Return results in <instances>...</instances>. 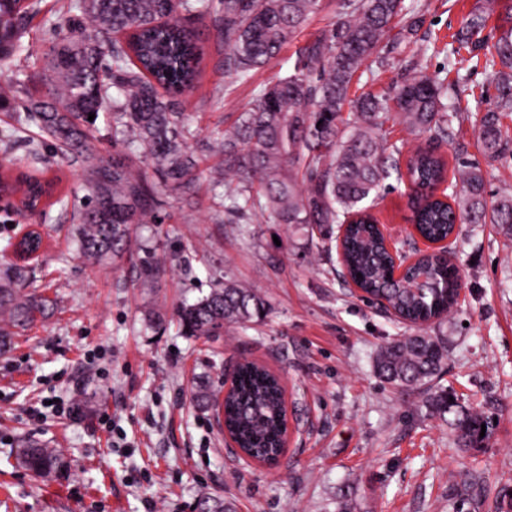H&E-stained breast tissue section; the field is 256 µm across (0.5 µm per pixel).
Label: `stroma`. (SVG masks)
I'll use <instances>...</instances> for the list:
<instances>
[{
  "mask_svg": "<svg viewBox=\"0 0 512 512\" xmlns=\"http://www.w3.org/2000/svg\"><path fill=\"white\" fill-rule=\"evenodd\" d=\"M485 2L405 0L417 26L396 27L393 46L367 59L352 92L391 94L415 76L448 82L460 115L441 153L478 164L488 193H512V151L488 157L475 135L496 105L491 75L468 50L454 56L445 48ZM337 10L338 0H321L308 26L246 82L224 70L214 16L181 15L203 47L199 77L180 101L195 141L232 130L260 85L287 74ZM67 15V0H42L0 81L16 78L21 95L42 94L31 76L71 34ZM23 115L19 105L0 110V131L19 130L11 156L57 181L68 203L23 218L0 212V247L40 226L43 247L27 278L57 302L0 356V512H193L209 493L235 512H512V236L499 225L461 226L454 248L466 287L456 309L426 329L446 350L440 374L398 388L379 377L374 360L412 328L345 287L326 237L310 241L300 227L259 220L232 233L223 187L203 185L191 203L160 191L158 223L136 225L129 249L83 259L71 233L81 170L49 151L28 156L25 141L38 129L20 126ZM147 253L165 264L150 287ZM181 256L189 267L176 265ZM224 279L255 288L267 303L264 318L245 329L225 324L219 337L182 335L177 307ZM148 306L162 324L144 320ZM242 355L268 365L285 387L288 438L274 468L226 447L221 422L194 398L202 381L221 391L226 364ZM442 390L495 418L484 446L456 447L448 425L431 415L429 401ZM57 396L75 397L78 417H30ZM28 439L58 449L66 470L42 479L20 466ZM463 487L464 504L456 497Z\"/></svg>",
  "mask_w": 512,
  "mask_h": 512,
  "instance_id": "35a3bbf8",
  "label": "stroma"
}]
</instances>
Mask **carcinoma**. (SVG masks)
Here are the masks:
<instances>
[{"instance_id":"obj_1","label":"carcinoma","mask_w":512,"mask_h":512,"mask_svg":"<svg viewBox=\"0 0 512 512\" xmlns=\"http://www.w3.org/2000/svg\"><path fill=\"white\" fill-rule=\"evenodd\" d=\"M319 0H72L81 13L76 37L57 40L48 68L35 76L48 93L31 98L26 119L38 136L28 140L38 154L47 144L83 170V204L73 212L80 253L102 261L124 250L133 225L146 224L156 208L157 185L176 194L195 188L199 159L189 146L188 118L172 99L194 85L200 38L178 20L179 12L219 17L227 73L248 79L276 58L316 13ZM40 0H0V66H8L21 46L27 19ZM405 10L404 0H342L336 19L297 52L288 75L261 88L240 112L232 132L208 145L224 157L210 171L224 185V211L260 216L272 224H303L319 232L345 224L372 209L388 183L416 187L411 221L430 241L455 233L456 223L502 224L512 232V195L491 196L478 165L457 169L460 190L447 203L438 189L448 182V161L422 146L401 162L402 147L387 139L384 126L398 121L428 143L448 140L458 112L448 105L444 82L414 77L392 95L350 96L368 57L390 37ZM488 15L470 14L457 40L483 50L497 90L495 108L479 121L477 139L492 157L512 151L501 117L512 114V32L488 45L477 40ZM348 117L341 118L344 107ZM112 113V136L125 151L104 160L89 142L95 122L89 114ZM160 177L150 181L140 165ZM5 193L22 191L30 207L64 202L57 183L22 174L4 180ZM350 276L376 300L412 322L440 321L456 302L461 274L441 256H423L399 278L390 276L392 257L369 220L350 225L344 241ZM24 264L0 269V355L15 330L47 317L54 302L39 289L22 292ZM266 303L253 288L237 282L214 285L208 294L177 311L185 336H222L224 323L248 327ZM445 357L436 336H406L382 347L376 357L380 377L397 386H424ZM234 392L225 416L238 444L262 459L278 450L285 432L283 387L266 367L246 357L235 362ZM432 412L448 421L456 444L480 448L490 438L493 419L450 400L445 392L430 400ZM485 436H480L481 426ZM20 464L37 476L61 467L60 453L28 440ZM195 512H233L219 495L197 499Z\"/></svg>"}]
</instances>
